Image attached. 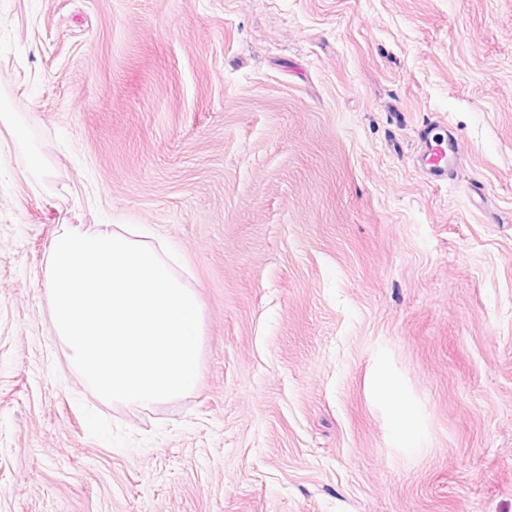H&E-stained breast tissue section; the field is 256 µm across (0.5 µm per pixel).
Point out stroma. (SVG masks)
Segmentation results:
<instances>
[{"label": "stroma", "mask_w": 512, "mask_h": 512, "mask_svg": "<svg viewBox=\"0 0 512 512\" xmlns=\"http://www.w3.org/2000/svg\"><path fill=\"white\" fill-rule=\"evenodd\" d=\"M0 100V512H512V0H0ZM64 224L174 251L192 394L71 365ZM8 106L0 102V125L5 129L12 144L21 146L29 138V130L14 118V112H8ZM419 137L424 145L420 166L428 181H445L452 174L454 167L463 162L460 144L456 137L447 143L430 137L427 126L419 131ZM379 391L401 421L399 435L402 437H410L413 432V427L407 401L399 396L395 389L389 384L381 385Z\"/></svg>", "instance_id": "35a3bbf8"}]
</instances>
